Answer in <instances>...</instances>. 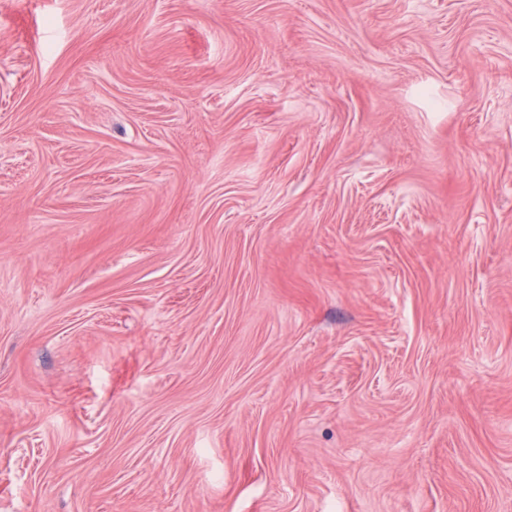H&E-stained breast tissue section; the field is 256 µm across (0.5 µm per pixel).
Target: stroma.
<instances>
[{"label":"stroma","mask_w":512,"mask_h":512,"mask_svg":"<svg viewBox=\"0 0 512 512\" xmlns=\"http://www.w3.org/2000/svg\"><path fill=\"white\" fill-rule=\"evenodd\" d=\"M0 512H512V0H0Z\"/></svg>","instance_id":"obj_1"}]
</instances>
